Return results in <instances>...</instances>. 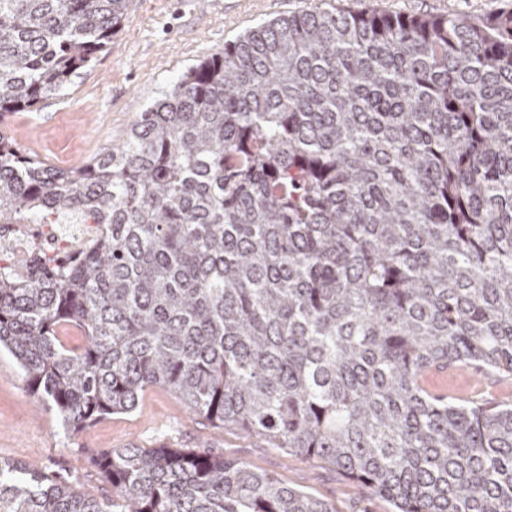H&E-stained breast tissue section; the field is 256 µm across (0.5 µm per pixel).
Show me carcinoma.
I'll return each mask as SVG.
<instances>
[{
    "mask_svg": "<svg viewBox=\"0 0 512 512\" xmlns=\"http://www.w3.org/2000/svg\"><path fill=\"white\" fill-rule=\"evenodd\" d=\"M127 2L0 0V121L90 66ZM1 224L103 225L23 276L0 264V349L65 423L164 386L393 512H512V402L423 382L512 376V10L261 22L88 163L0 133ZM94 465L109 501L1 460L0 512H335L187 448Z\"/></svg>",
    "mask_w": 512,
    "mask_h": 512,
    "instance_id": "carcinoma-1",
    "label": "carcinoma"
}]
</instances>
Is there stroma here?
Segmentation results:
<instances>
[{"instance_id":"1","label":"stroma","mask_w":512,"mask_h":512,"mask_svg":"<svg viewBox=\"0 0 512 512\" xmlns=\"http://www.w3.org/2000/svg\"><path fill=\"white\" fill-rule=\"evenodd\" d=\"M385 14L480 17L512 9V0H129L125 19L92 69L0 125L23 153L70 167L121 144L141 112L161 99L187 68L223 51L258 23L312 7ZM190 448L234 457L252 469L307 490L336 512H391L390 504L336 469L287 455L259 438L215 429L161 387L137 408L90 425L66 426L51 402L34 394L15 359L0 352V460L30 462L46 475H72L99 500L110 489L92 460L128 446Z\"/></svg>"}]
</instances>
